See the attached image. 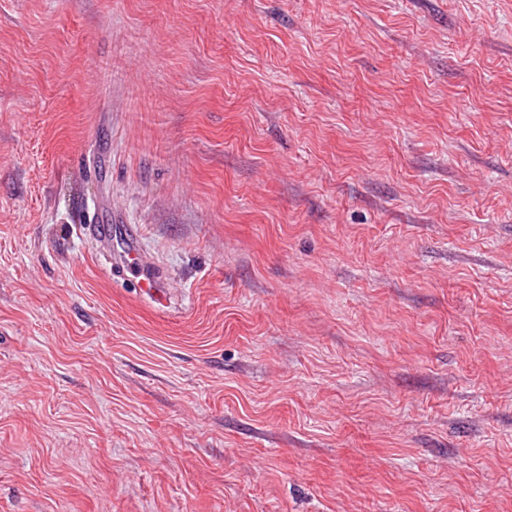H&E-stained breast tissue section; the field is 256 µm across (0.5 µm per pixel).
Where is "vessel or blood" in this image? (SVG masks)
I'll use <instances>...</instances> for the list:
<instances>
[{"instance_id":"vessel-or-blood-1","label":"vessel or blood","mask_w":512,"mask_h":512,"mask_svg":"<svg viewBox=\"0 0 512 512\" xmlns=\"http://www.w3.org/2000/svg\"><path fill=\"white\" fill-rule=\"evenodd\" d=\"M84 237L105 257V274L121 278L134 277L138 294L160 310L171 306V291L165 277L151 268L141 246V229L125 227L121 234H114L111 224L100 220H82Z\"/></svg>"}]
</instances>
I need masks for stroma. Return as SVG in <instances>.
Instances as JSON below:
<instances>
[{"label":"stroma","mask_w":512,"mask_h":512,"mask_svg":"<svg viewBox=\"0 0 512 512\" xmlns=\"http://www.w3.org/2000/svg\"><path fill=\"white\" fill-rule=\"evenodd\" d=\"M0 512H512V0H0ZM84 237L105 257L108 266L102 271L109 276L126 280L128 274L134 277L133 288L138 294L159 310L171 307V290L165 277L150 267L148 257L141 246V228L126 226L119 236L112 224L100 221L98 217L81 220ZM118 255V259L115 255ZM113 260V261H112Z\"/></svg>","instance_id":"obj_1"}]
</instances>
